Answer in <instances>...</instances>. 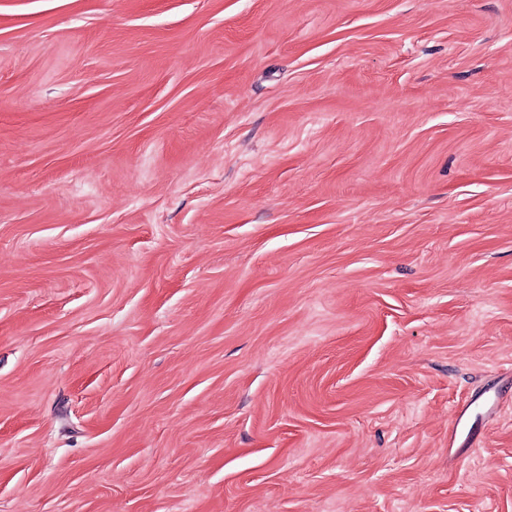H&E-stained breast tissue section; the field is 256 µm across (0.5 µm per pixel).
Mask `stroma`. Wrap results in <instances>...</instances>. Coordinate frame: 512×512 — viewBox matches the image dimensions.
I'll list each match as a JSON object with an SVG mask.
<instances>
[{
	"instance_id": "1",
	"label": "stroma",
	"mask_w": 512,
	"mask_h": 512,
	"mask_svg": "<svg viewBox=\"0 0 512 512\" xmlns=\"http://www.w3.org/2000/svg\"><path fill=\"white\" fill-rule=\"evenodd\" d=\"M0 512H512V0H0Z\"/></svg>"
}]
</instances>
